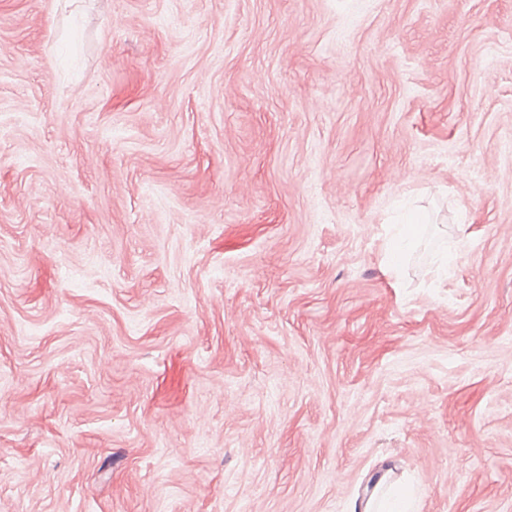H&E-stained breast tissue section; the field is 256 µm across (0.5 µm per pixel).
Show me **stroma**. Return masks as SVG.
Here are the masks:
<instances>
[{"label": "stroma", "instance_id": "stroma-1", "mask_svg": "<svg viewBox=\"0 0 512 512\" xmlns=\"http://www.w3.org/2000/svg\"><path fill=\"white\" fill-rule=\"evenodd\" d=\"M509 139L512 0H0V512H512ZM395 226V246L392 253L400 255L403 249L412 246L413 241L420 232V225H418V222H407Z\"/></svg>", "mask_w": 512, "mask_h": 512}]
</instances>
